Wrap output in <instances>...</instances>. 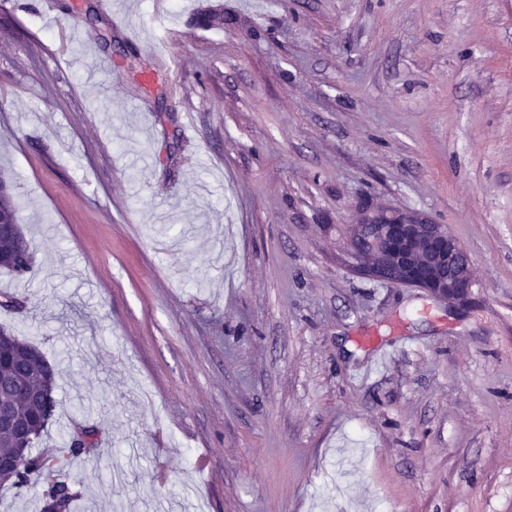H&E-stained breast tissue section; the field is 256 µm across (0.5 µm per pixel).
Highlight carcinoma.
Listing matches in <instances>:
<instances>
[{"label":"carcinoma","mask_w":512,"mask_h":512,"mask_svg":"<svg viewBox=\"0 0 512 512\" xmlns=\"http://www.w3.org/2000/svg\"><path fill=\"white\" fill-rule=\"evenodd\" d=\"M0 255L6 260L0 274L25 278L32 270L34 252L31 245L19 249L15 241L0 236ZM5 333L0 342V405L13 408L27 421L31 440L25 455L17 450L12 432L0 430V459L11 460V469L0 470V487L20 490L29 483H41L40 512H58L66 507L71 512L77 491L73 484L56 477V456L35 452L36 444L51 424L56 408L55 366L34 345L0 326Z\"/></svg>","instance_id":"1"}]
</instances>
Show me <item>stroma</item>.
<instances>
[{
  "label": "stroma",
  "mask_w": 512,
  "mask_h": 512,
  "mask_svg": "<svg viewBox=\"0 0 512 512\" xmlns=\"http://www.w3.org/2000/svg\"><path fill=\"white\" fill-rule=\"evenodd\" d=\"M0 169L73 512H512V0H0ZM376 206L466 301L355 271Z\"/></svg>",
  "instance_id": "1"
}]
</instances>
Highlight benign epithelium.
<instances>
[{
    "mask_svg": "<svg viewBox=\"0 0 512 512\" xmlns=\"http://www.w3.org/2000/svg\"><path fill=\"white\" fill-rule=\"evenodd\" d=\"M366 224L372 225L368 242L373 250L354 253L359 270L376 281L419 288L439 300L467 297L470 264L447 225L416 212L368 210L353 225L351 236Z\"/></svg>",
    "mask_w": 512,
    "mask_h": 512,
    "instance_id": "benign-epithelium-1",
    "label": "benign epithelium"
}]
</instances>
